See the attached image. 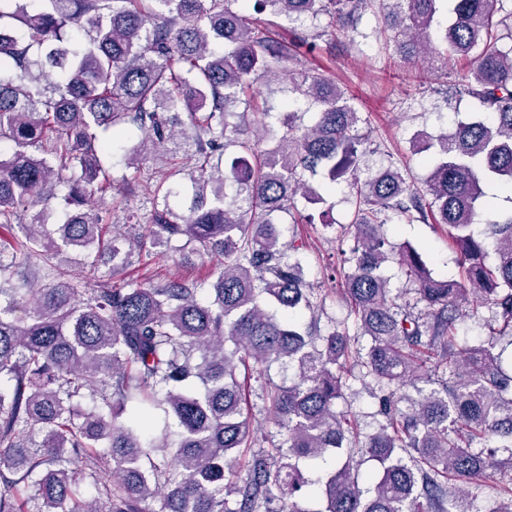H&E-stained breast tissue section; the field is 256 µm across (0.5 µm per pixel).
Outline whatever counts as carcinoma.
I'll list each match as a JSON object with an SVG mask.
<instances>
[{
    "label": "carcinoma",
    "mask_w": 512,
    "mask_h": 512,
    "mask_svg": "<svg viewBox=\"0 0 512 512\" xmlns=\"http://www.w3.org/2000/svg\"><path fill=\"white\" fill-rule=\"evenodd\" d=\"M500 0H0V512H470L465 487L504 469L493 512H512V212L474 229L482 184L512 192V11ZM255 14L333 18L336 34L377 7L389 41L434 65L430 32L475 54L463 92L479 111L451 133L418 136L423 187L397 169L358 175L359 113L317 69L291 74L286 132L271 150L239 140L267 112L237 111L277 76L289 45ZM319 107L295 134L299 105ZM244 154L224 163L228 146ZM164 152L160 176L146 167ZM193 194L173 177L182 156ZM155 182L146 222L109 224L112 166ZM351 178L353 246L341 294L349 327L323 332L302 237L283 241L277 212L325 203ZM444 226L457 271L437 276L398 248L393 217ZM170 250L214 258L208 283L112 276ZM394 261L413 284L392 293ZM492 311L490 339L462 348L460 322ZM310 313L307 323L302 312ZM368 338L352 349L351 336ZM277 364L293 377L263 388L283 439L258 436L240 368ZM378 387L379 428L360 435L336 410L353 369ZM424 380L416 395L397 390ZM363 461L373 494L361 488ZM253 449L233 489L225 470ZM507 457H502V454ZM323 476L306 472L325 463Z\"/></svg>",
    "instance_id": "cac0c4a2"
}]
</instances>
